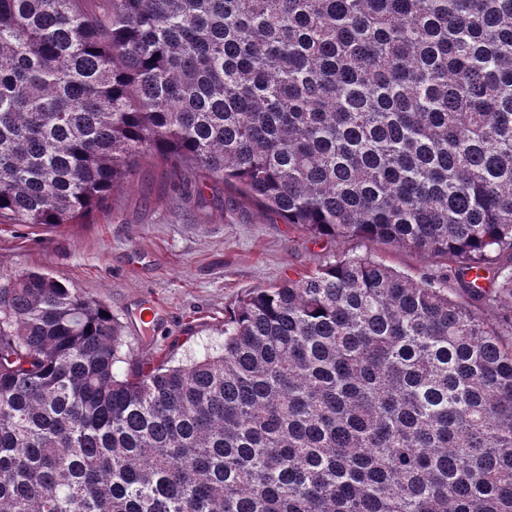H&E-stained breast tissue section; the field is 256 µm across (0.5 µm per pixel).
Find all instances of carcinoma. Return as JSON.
<instances>
[{
  "mask_svg": "<svg viewBox=\"0 0 512 512\" xmlns=\"http://www.w3.org/2000/svg\"><path fill=\"white\" fill-rule=\"evenodd\" d=\"M147 157L448 272L338 254L126 375L103 303L0 274V512H512V0H0V224ZM369 249L372 254L378 256L388 266L416 279L436 268L437 264L442 263L437 259L396 245L379 244L368 247Z\"/></svg>",
  "mask_w": 512,
  "mask_h": 512,
  "instance_id": "carcinoma-1",
  "label": "carcinoma"
}]
</instances>
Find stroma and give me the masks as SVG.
Masks as SVG:
<instances>
[{
    "instance_id": "stroma-1",
    "label": "stroma",
    "mask_w": 512,
    "mask_h": 512,
    "mask_svg": "<svg viewBox=\"0 0 512 512\" xmlns=\"http://www.w3.org/2000/svg\"><path fill=\"white\" fill-rule=\"evenodd\" d=\"M193 172L148 158L88 223L47 231L0 224V273L46 271L102 302L122 326L121 372L168 357L189 361L218 349L224 317L245 292L309 273L326 257L372 252L418 278L436 259L395 245L320 240L218 185L185 203ZM150 322L138 319L148 305Z\"/></svg>"
}]
</instances>
